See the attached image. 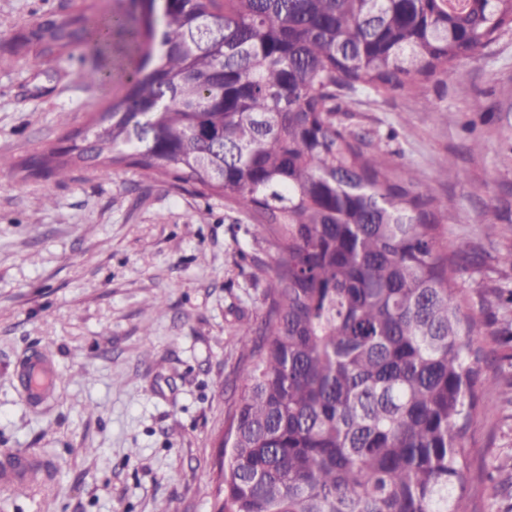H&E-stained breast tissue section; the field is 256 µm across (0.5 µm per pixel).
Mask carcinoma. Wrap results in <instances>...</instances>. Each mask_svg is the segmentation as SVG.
<instances>
[{
	"label": "carcinoma",
	"mask_w": 512,
	"mask_h": 512,
	"mask_svg": "<svg viewBox=\"0 0 512 512\" xmlns=\"http://www.w3.org/2000/svg\"><path fill=\"white\" fill-rule=\"evenodd\" d=\"M512 27V0H131L32 25L46 59L152 47L86 126L88 147L21 170L133 169L245 212L274 250L260 324H242L217 512H470L464 437L483 319L457 287L430 188L397 179L339 120L359 89L445 74Z\"/></svg>",
	"instance_id": "cac0c4a2"
}]
</instances>
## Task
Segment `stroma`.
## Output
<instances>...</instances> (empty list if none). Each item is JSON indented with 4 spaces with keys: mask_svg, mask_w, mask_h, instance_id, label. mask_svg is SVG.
Instances as JSON below:
<instances>
[{
    "mask_svg": "<svg viewBox=\"0 0 512 512\" xmlns=\"http://www.w3.org/2000/svg\"><path fill=\"white\" fill-rule=\"evenodd\" d=\"M90 0H0V459L51 462L54 479L0 484V512H213L219 439L243 384L233 330L260 320L270 261L249 217L170 178L26 176L24 159L61 146L111 94L80 78V51L46 60L13 41L41 18ZM345 124L388 154L394 175L448 208V241L466 244L459 278L481 313V393L471 423L473 512H512V28L477 58L416 88L362 89ZM480 140L479 152L469 149ZM486 184L483 197L472 183ZM57 370L29 402L20 363Z\"/></svg>",
    "mask_w": 512,
    "mask_h": 512,
    "instance_id": "obj_1",
    "label": "stroma"
}]
</instances>
